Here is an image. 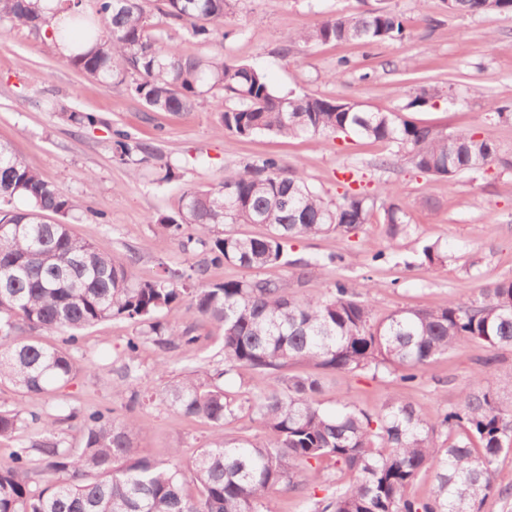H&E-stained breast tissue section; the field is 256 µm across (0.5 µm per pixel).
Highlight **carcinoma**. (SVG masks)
Instances as JSON below:
<instances>
[{
	"mask_svg": "<svg viewBox=\"0 0 512 512\" xmlns=\"http://www.w3.org/2000/svg\"><path fill=\"white\" fill-rule=\"evenodd\" d=\"M451 13H512V0H442ZM165 15L199 45L210 43L232 14L233 0H164ZM25 27L78 72L125 87L152 112L192 111L199 100L219 97L220 128L240 138L258 134L316 141L338 132L395 144L414 169L454 178L500 160L489 132L448 133L399 112H371L354 102L311 94H281L266 74L222 55H196L154 32L144 0H0V24ZM406 28L389 9L338 14L291 33L288 41L373 46L401 41ZM69 47V53L59 51ZM233 105L226 106L224 102ZM124 164L157 148L115 130ZM22 202L21 209L17 203ZM81 202L45 180L8 144L0 143V382L53 397L79 371L73 351L79 333L100 322L124 319L139 327L119 368L131 389L129 404L156 399L212 434L189 473L173 463L139 456L137 420L115 408L72 411L84 445L69 448L50 414L0 406V442H16L0 462V512H272L280 486L294 492L318 478L320 463L334 461L354 475L347 489L313 502L312 512H477L495 485L494 467L512 452V406L494 390L497 357L483 361L477 384L460 394L459 407L434 424L396 394L373 413L347 401L336 412L316 400L322 381L314 373L284 376L291 364L342 375L390 367L410 386L423 369L470 340L492 351L512 349V279L489 283L440 307L401 308L379 317L373 304L337 282L322 297L298 296L276 278L208 281L215 266L295 267L296 281L325 268L320 261L288 260V242L349 234L370 223L375 202L364 192L327 201L302 173L268 157L224 176L207 189L183 190L177 212L156 223L173 236L187 235L206 255L191 274L171 272L137 282L133 258L118 261L76 237L68 218ZM402 207L384 208L387 233H408ZM226 224H257L256 236L226 233ZM435 267L446 255L435 243L421 250ZM186 307L221 330L224 371L191 370L161 389L136 374L141 344L150 339L190 357L198 342L193 326L167 320ZM32 331L62 335L48 344ZM248 373L265 382L257 393L232 396L220 378ZM246 411L253 436H228L224 424ZM41 430L22 433L30 425ZM459 426L464 436L438 442L439 430ZM426 467L435 469L432 494L406 495Z\"/></svg>",
	"mask_w": 512,
	"mask_h": 512,
	"instance_id": "carcinoma-1",
	"label": "carcinoma"
}]
</instances>
